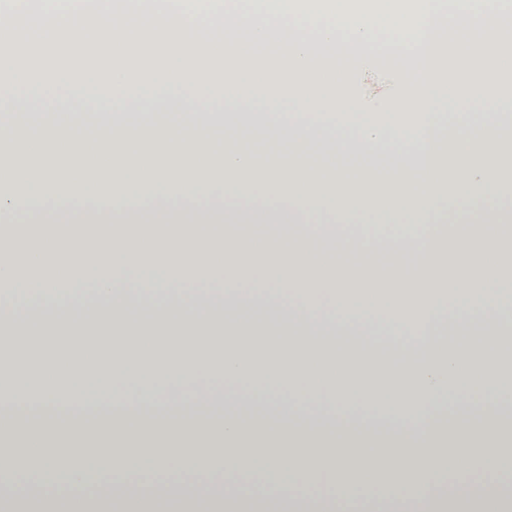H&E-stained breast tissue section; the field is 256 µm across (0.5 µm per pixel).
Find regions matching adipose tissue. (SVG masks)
Wrapping results in <instances>:
<instances>
[{
    "mask_svg": "<svg viewBox=\"0 0 512 512\" xmlns=\"http://www.w3.org/2000/svg\"><path fill=\"white\" fill-rule=\"evenodd\" d=\"M404 8L406 26L380 0H246L271 90L227 76H66L73 105L44 108L43 78L17 79L39 107L35 146L67 144L77 161L14 169V192L0 193V329L61 340L28 371L0 356V512H512L496 479L512 467V206L484 164L512 168V98L497 92L512 0ZM361 58L389 71L395 122L360 98L349 137L321 95L288 91ZM443 68L449 113L416 91ZM187 91L194 106L172 107ZM86 96L97 111L77 106ZM246 132L294 158L215 152V139ZM151 141L168 157L137 193L128 173ZM331 141L348 156L384 150L397 175L383 210L410 217L415 237L364 255L340 235L377 180L368 166L303 164ZM35 184L53 196L33 210ZM258 189L261 203H224ZM327 206L333 223L309 229L306 214ZM232 308L277 320L232 323ZM365 337L395 342L396 360L358 348ZM215 372L232 383L221 398L190 393ZM323 392L336 412L307 417ZM219 469L247 475L255 494L208 485Z\"/></svg>",
    "mask_w": 512,
    "mask_h": 512,
    "instance_id": "obj_1",
    "label": "adipose tissue"
}]
</instances>
